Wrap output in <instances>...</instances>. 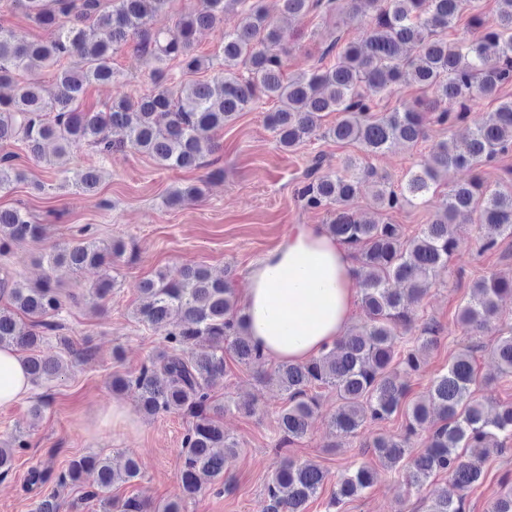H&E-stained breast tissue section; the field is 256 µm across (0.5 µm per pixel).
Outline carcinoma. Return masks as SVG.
Returning a JSON list of instances; mask_svg holds the SVG:
<instances>
[{
    "instance_id": "1",
    "label": "carcinoma",
    "mask_w": 512,
    "mask_h": 512,
    "mask_svg": "<svg viewBox=\"0 0 512 512\" xmlns=\"http://www.w3.org/2000/svg\"><path fill=\"white\" fill-rule=\"evenodd\" d=\"M168 0H10L36 24L51 29L45 40L18 41L0 28V146L22 143L37 161L51 162L46 148L61 157L83 146L103 155L131 149L152 157L164 169L204 166V158L218 151L209 133L221 130L258 101L271 99L280 106L266 113L265 123L279 147L287 150L311 138L325 112L339 118L325 135L338 142L361 145L372 154L396 144H415L424 137L423 110L438 112L450 126L466 119L472 106L486 98L499 101L491 117L475 124L464 145L448 138L432 151L433 164L409 170L396 191L385 179L375 181V197L383 211L400 202L425 204L440 171L477 168L512 151V98L500 95L512 84V0H496L493 18L471 16V34L448 40L470 0H237L243 5L238 26L223 35L224 68L211 80L190 76L207 67L195 54L196 32L221 22L229 0H198L181 15L174 28L154 31L150 17ZM346 3L363 6L370 15L366 37L339 45L334 38L324 55L336 53L334 63L314 67L285 78L288 37L273 12L298 16L323 9L333 17ZM134 41L137 50L154 63L151 91L133 99H112L105 111L80 108V100L93 83L114 84L124 77L112 67V55ZM186 79L168 82L171 66ZM43 67L55 69L57 91L47 100L34 78L23 79ZM411 81L430 93L426 99L405 102L389 112L379 109L399 85ZM125 131V139L110 141L104 130ZM73 183L93 192L100 183L95 167L77 166ZM373 172L360 169L348 157L343 172L314 177L302 190L301 201L309 208L324 207L332 218L328 230L356 250L361 277L364 321L336 340L333 347L304 363H278L266 379L287 395L280 410L278 447L303 438L317 407L314 390L336 391L339 405L331 428L341 436H354L370 421L383 422L397 413L405 399L406 378L419 371L423 357L437 343L438 330L428 324L416 337V345L403 347L400 334L411 330L408 305L418 302L432 279L448 266L457 247L452 230L461 212L478 215L481 249L491 250L499 240L512 238V193L489 191L479 177L453 185L437 205L430 223L411 238L398 224L365 219L351 209L364 179ZM26 180L14 167L12 154L0 155V191ZM201 187L176 188L167 203L196 199ZM46 226L33 221L22 208H0V255L21 241L45 236ZM123 244L82 238L55 244L47 254L49 264L65 265L74 272L87 267L104 270L89 295L100 307L116 282L108 273L112 256ZM144 304L138 321L168 328L164 347L133 379L115 376L114 390L129 387L138 394L140 411L147 416L186 413L193 418L180 452L179 479L184 493L193 497L207 483L219 492L230 485L224 480L229 464L239 456L237 442L224 433V412L233 408L251 415L254 405L246 400L214 399L212 388L224 377V348L229 345L234 361L249 366L263 359L244 333V315L228 283L199 265L174 272L160 271L142 282ZM512 296V278L493 276L476 282L469 300L459 308L457 322L470 335L493 330L500 318L499 300ZM0 296L10 303L0 307V346L28 351L25 358L31 384L38 385L66 375V357L74 355L71 341L59 337L67 356L35 353L45 335L61 328L62 313L73 296L50 279L24 284L0 278ZM501 376H512V329L498 331L491 345ZM477 383L471 347L461 349L436 376L429 398L406 409L405 435L425 427L435 415L440 425L426 438L424 449L405 464V441L379 435L369 444L372 452L391 467L403 465L408 484L419 486L437 471L448 474L450 490L437 497L427 512H465L462 491L483 474L484 458L468 457L465 448H495L501 452L512 440V407L488 417L484 404L474 396ZM27 447L16 437L0 442V478L13 468L15 453ZM96 473L88 496L99 501L104 512H182L180 503L154 505L131 497L119 501L112 486L128 483L141 474L138 460L129 456L116 468L110 458L80 456L69 461L59 481L76 482L83 473ZM377 473L362 465L341 476L325 502L324 512H340L345 501L370 489ZM326 471L311 462L290 457L281 460L264 490L262 512H305L306 503L318 494ZM34 512H62L53 493H39Z\"/></svg>"
}]
</instances>
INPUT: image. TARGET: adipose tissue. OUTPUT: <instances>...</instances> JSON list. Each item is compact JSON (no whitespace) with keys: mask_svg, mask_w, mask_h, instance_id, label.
<instances>
[{"mask_svg":"<svg viewBox=\"0 0 512 512\" xmlns=\"http://www.w3.org/2000/svg\"><path fill=\"white\" fill-rule=\"evenodd\" d=\"M351 249L322 224L293 225L251 268L241 303L246 332L265 358L301 363L342 336L359 290ZM31 389L22 358L0 348V405Z\"/></svg>","mask_w":512,"mask_h":512,"instance_id":"1","label":"adipose tissue"}]
</instances>
